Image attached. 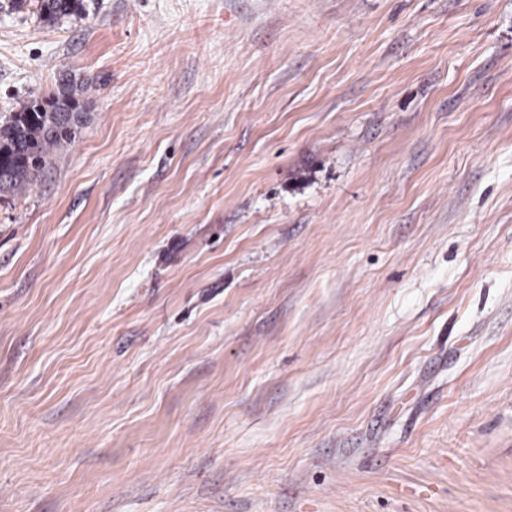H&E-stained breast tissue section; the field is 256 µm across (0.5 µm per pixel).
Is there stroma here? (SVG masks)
I'll return each mask as SVG.
<instances>
[{
  "label": "stroma",
  "mask_w": 512,
  "mask_h": 512,
  "mask_svg": "<svg viewBox=\"0 0 512 512\" xmlns=\"http://www.w3.org/2000/svg\"><path fill=\"white\" fill-rule=\"evenodd\" d=\"M0 0V512H512V0ZM38 13L41 19L53 22L79 13L83 0H39ZM76 109L77 103L62 93L44 102L31 101L0 126V161L3 158L6 163L5 175L0 172V191L25 190L33 175L46 164L49 149L76 137L82 112H76V118L69 121L72 129L63 127L59 112Z\"/></svg>",
  "instance_id": "obj_1"
}]
</instances>
